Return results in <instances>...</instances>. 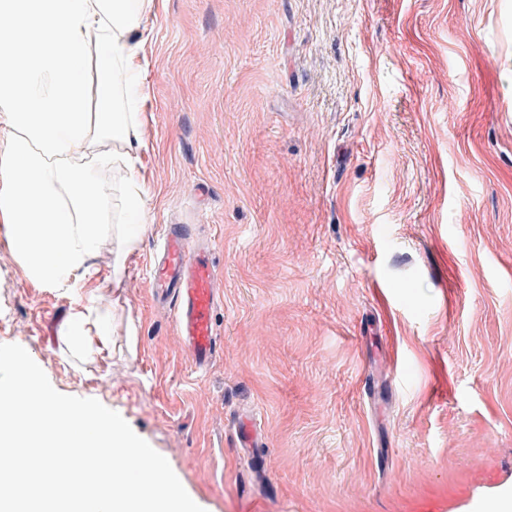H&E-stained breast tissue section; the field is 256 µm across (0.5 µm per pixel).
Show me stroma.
<instances>
[{
  "label": "stroma",
  "mask_w": 512,
  "mask_h": 512,
  "mask_svg": "<svg viewBox=\"0 0 512 512\" xmlns=\"http://www.w3.org/2000/svg\"><path fill=\"white\" fill-rule=\"evenodd\" d=\"M156 193L110 352L0 241V344L118 412L204 512H474L512 490V0H164ZM212 241L203 372L148 288L162 225ZM265 445L234 446L238 410Z\"/></svg>",
  "instance_id": "obj_1"
}]
</instances>
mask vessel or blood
Masks as SVG:
<instances>
[{
	"instance_id": "vessel-or-blood-1",
	"label": "vessel or blood",
	"mask_w": 512,
	"mask_h": 512,
	"mask_svg": "<svg viewBox=\"0 0 512 512\" xmlns=\"http://www.w3.org/2000/svg\"><path fill=\"white\" fill-rule=\"evenodd\" d=\"M211 251L210 244L194 240L185 227H163L149 283L153 298L170 306L179 343L199 370L207 369L216 353L212 315L221 296ZM262 445L253 411L242 410L235 443L240 456L251 457Z\"/></svg>"
}]
</instances>
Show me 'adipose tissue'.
<instances>
[{"label":"adipose tissue","instance_id":"1","mask_svg":"<svg viewBox=\"0 0 512 512\" xmlns=\"http://www.w3.org/2000/svg\"><path fill=\"white\" fill-rule=\"evenodd\" d=\"M155 12L156 0H0V236L34 285L78 294L61 326L78 351L107 350L103 302L152 208L138 163Z\"/></svg>","mask_w":512,"mask_h":512}]
</instances>
